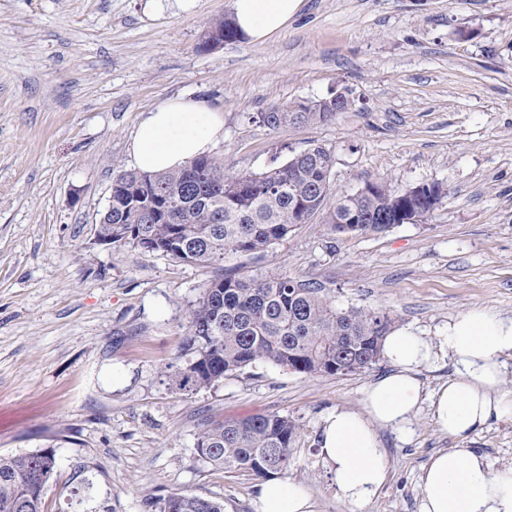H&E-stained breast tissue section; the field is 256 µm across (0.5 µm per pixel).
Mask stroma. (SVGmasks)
Returning a JSON list of instances; mask_svg holds the SVG:
<instances>
[{
    "mask_svg": "<svg viewBox=\"0 0 512 512\" xmlns=\"http://www.w3.org/2000/svg\"><path fill=\"white\" fill-rule=\"evenodd\" d=\"M231 14L232 0H0V454L54 452L43 512H160L173 493L256 512L259 478L211 466L196 438L259 413L297 423L287 477L315 512H348L318 455L319 424L360 408L389 364L321 376L261 362L170 390L187 310L219 271L311 280L337 307L389 313L423 336L473 308L512 315V0H303L269 42L203 49L206 22ZM343 88L353 104L331 121L259 120ZM176 96L222 111L212 153L227 173L316 144L335 158L334 197L220 268L97 244L134 130ZM379 181H437L448 195L425 223L331 233L336 195ZM381 441L389 476L365 512H418V475L443 448L512 466V419L458 441L425 404Z\"/></svg>",
    "mask_w": 512,
    "mask_h": 512,
    "instance_id": "stroma-1",
    "label": "stroma"
}]
</instances>
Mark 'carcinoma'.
I'll use <instances>...</instances> for the list:
<instances>
[{"mask_svg":"<svg viewBox=\"0 0 512 512\" xmlns=\"http://www.w3.org/2000/svg\"><path fill=\"white\" fill-rule=\"evenodd\" d=\"M205 46L234 42L233 19L215 18L204 27ZM335 113L318 102H297L262 121L282 124L326 122ZM334 157L311 146L263 173L226 175L224 159L204 156L178 170L159 174L121 171L112 179V202L99 219L116 247L132 245L187 264L221 266L232 255L265 251L306 224L333 194L329 180ZM235 181L225 189V180ZM448 194L439 182H425L415 216L424 222ZM145 211L141 224L126 220L129 209ZM409 200L381 182L361 193L341 195L328 219L336 234L382 233L399 223ZM389 314L372 309L336 308L324 289L286 274H221L190 306L178 360L167 373L170 388H208L225 375L258 362L305 375H348L382 357L391 332ZM298 426L285 415L256 414L207 424L197 451L208 463L259 478L288 472ZM51 451L0 455V512H43ZM160 512H224V505L188 493L164 499Z\"/></svg>","mask_w":512,"mask_h":512,"instance_id":"obj_1","label":"carcinoma"}]
</instances>
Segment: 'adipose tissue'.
I'll return each mask as SVG.
<instances>
[{
  "instance_id": "ef3b65f1",
  "label": "adipose tissue",
  "mask_w": 512,
  "mask_h": 512,
  "mask_svg": "<svg viewBox=\"0 0 512 512\" xmlns=\"http://www.w3.org/2000/svg\"><path fill=\"white\" fill-rule=\"evenodd\" d=\"M301 6L302 0H233V18L242 35L265 43ZM223 137L219 112L177 97L146 112L129 151L138 170L165 172L209 153ZM383 356L390 370L367 386L361 409H332L320 426V457L350 512H364L387 480L381 432L406 429L422 403H429L438 430L455 439L512 417V392L502 387L504 361L512 358V316L475 308L432 337L404 328L386 336ZM443 360L450 361L452 374L425 393L422 369ZM419 488V512H512V467L492 470L473 448L433 453L421 469ZM256 506L257 512H313L301 486L278 478L260 484Z\"/></svg>"
}]
</instances>
